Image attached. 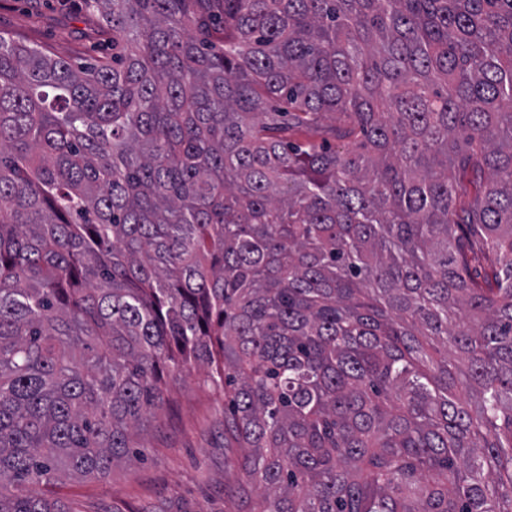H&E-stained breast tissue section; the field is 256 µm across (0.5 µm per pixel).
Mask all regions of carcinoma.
<instances>
[{"mask_svg": "<svg viewBox=\"0 0 512 512\" xmlns=\"http://www.w3.org/2000/svg\"><path fill=\"white\" fill-rule=\"evenodd\" d=\"M81 10L112 57L0 35V512L194 366L233 512H512V0Z\"/></svg>", "mask_w": 512, "mask_h": 512, "instance_id": "1", "label": "carcinoma"}]
</instances>
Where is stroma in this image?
Returning a JSON list of instances; mask_svg holds the SVG:
<instances>
[{
  "mask_svg": "<svg viewBox=\"0 0 512 512\" xmlns=\"http://www.w3.org/2000/svg\"><path fill=\"white\" fill-rule=\"evenodd\" d=\"M73 64L112 50V37L71 0H0V33ZM192 369L171 381L169 401L143 433L139 460L103 478L68 479L48 494L76 512H227L241 449L224 444V391Z\"/></svg>",
  "mask_w": 512,
  "mask_h": 512,
  "instance_id": "obj_1",
  "label": "stroma"
}]
</instances>
